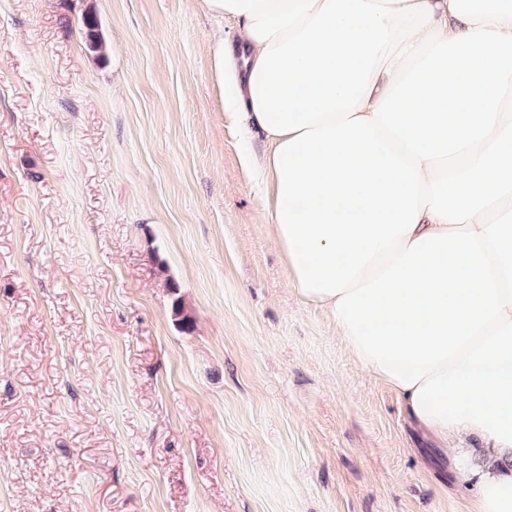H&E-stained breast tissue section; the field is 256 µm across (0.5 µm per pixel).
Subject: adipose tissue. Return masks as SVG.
<instances>
[{
    "label": "adipose tissue",
    "instance_id": "adipose-tissue-1",
    "mask_svg": "<svg viewBox=\"0 0 512 512\" xmlns=\"http://www.w3.org/2000/svg\"><path fill=\"white\" fill-rule=\"evenodd\" d=\"M205 2L241 23L213 69L298 291L471 512H512V0Z\"/></svg>",
    "mask_w": 512,
    "mask_h": 512
}]
</instances>
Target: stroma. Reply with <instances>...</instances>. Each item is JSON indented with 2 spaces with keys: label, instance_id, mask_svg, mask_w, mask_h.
<instances>
[{
  "label": "stroma",
  "instance_id": "1",
  "mask_svg": "<svg viewBox=\"0 0 512 512\" xmlns=\"http://www.w3.org/2000/svg\"><path fill=\"white\" fill-rule=\"evenodd\" d=\"M240 27L0 0V512H469L290 277L212 70Z\"/></svg>",
  "mask_w": 512,
  "mask_h": 512
}]
</instances>
